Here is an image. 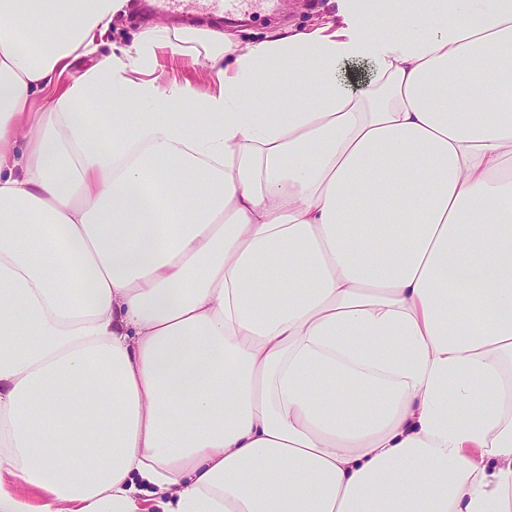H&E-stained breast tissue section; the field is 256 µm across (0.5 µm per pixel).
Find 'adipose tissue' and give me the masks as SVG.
<instances>
[{"label": "adipose tissue", "mask_w": 512, "mask_h": 512, "mask_svg": "<svg viewBox=\"0 0 512 512\" xmlns=\"http://www.w3.org/2000/svg\"><path fill=\"white\" fill-rule=\"evenodd\" d=\"M124 2L0 0V512H512V0ZM154 0H127L124 8L112 21L110 30L102 38L97 52L77 58L64 79L78 76L91 67L101 55L112 52V44L121 46L130 43L144 28L155 22L182 23V21L224 22V33L232 36L241 45L260 40L273 27L293 26L303 30L314 24L332 19L336 13L334 0H275L274 6L259 2L247 5L235 17L242 0H210L211 6L220 14L209 8V2H192L183 13L172 14L155 6ZM242 16L243 19L239 17ZM196 57V52L171 57L166 50L158 51L159 64L153 76L158 77L162 82L189 80L198 90L207 91L211 88V83L203 66V54H200L197 62H195Z\"/></svg>", "instance_id": "ef3b65f1"}]
</instances>
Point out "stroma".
<instances>
[{
    "mask_svg": "<svg viewBox=\"0 0 512 512\" xmlns=\"http://www.w3.org/2000/svg\"><path fill=\"white\" fill-rule=\"evenodd\" d=\"M335 13V0H275L271 5L264 4L263 0H254L252 5L243 9L240 16L228 19L212 11L207 0H192L184 12L178 14L157 8L153 0H126L124 8L116 15L96 53L77 58L69 73L71 76H78L91 67L98 56L110 54L113 47L130 43L142 29L157 22L207 23L219 20L223 23L225 34L244 45L264 38L272 28L292 26L304 29L332 19ZM155 75L164 82L190 81L201 91L211 87L202 62L197 61L192 53L174 57L167 51H159Z\"/></svg>",
    "mask_w": 512,
    "mask_h": 512,
    "instance_id": "1",
    "label": "stroma"
}]
</instances>
